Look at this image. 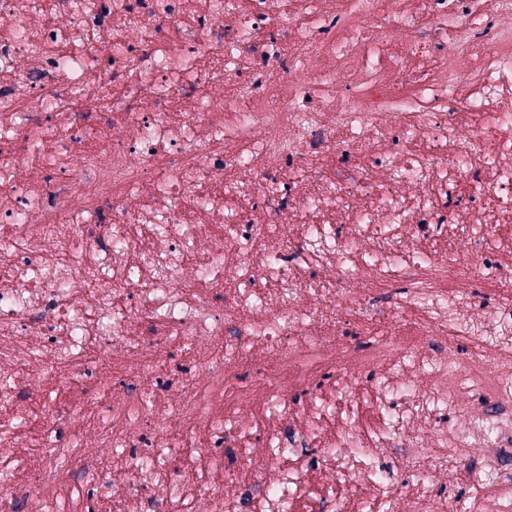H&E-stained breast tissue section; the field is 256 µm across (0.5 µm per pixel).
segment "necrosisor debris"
<instances>
[{"instance_id":"4bbe7bcc","label":"necrosis or debris","mask_w":512,"mask_h":512,"mask_svg":"<svg viewBox=\"0 0 512 512\" xmlns=\"http://www.w3.org/2000/svg\"><path fill=\"white\" fill-rule=\"evenodd\" d=\"M390 4L0 0V512H505L512 0Z\"/></svg>"}]
</instances>
